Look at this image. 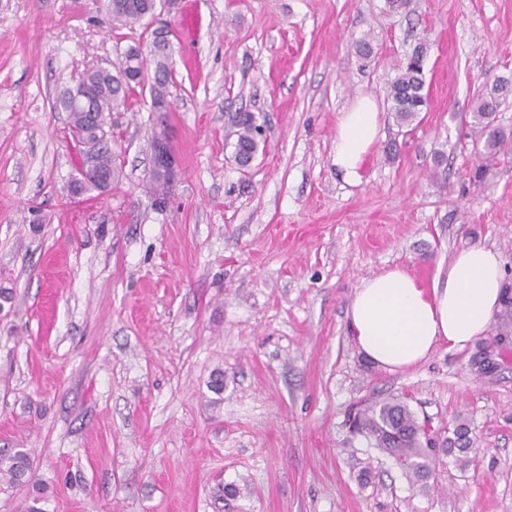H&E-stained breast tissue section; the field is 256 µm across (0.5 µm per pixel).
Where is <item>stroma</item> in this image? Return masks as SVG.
<instances>
[{"label":"stroma","instance_id":"stroma-1","mask_svg":"<svg viewBox=\"0 0 512 512\" xmlns=\"http://www.w3.org/2000/svg\"><path fill=\"white\" fill-rule=\"evenodd\" d=\"M149 26L172 46L177 177L154 203L143 96L112 115L121 179L77 202L55 101L139 34L100 0H0V449L29 451L40 508L512 512V368L478 380L440 347L390 373L346 327L362 279L428 281L472 244L512 281V163L472 184L465 137L478 89L512 74V0H175ZM419 43L428 105L401 127L391 63ZM361 95L382 124L352 184L333 147ZM237 112L265 122L245 170ZM386 396L436 428L469 420L476 459L444 465L441 492L349 429Z\"/></svg>","mask_w":512,"mask_h":512}]
</instances>
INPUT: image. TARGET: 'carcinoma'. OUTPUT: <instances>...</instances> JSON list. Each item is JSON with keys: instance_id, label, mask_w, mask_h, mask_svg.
Wrapping results in <instances>:
<instances>
[{"instance_id": "1", "label": "carcinoma", "mask_w": 512, "mask_h": 512, "mask_svg": "<svg viewBox=\"0 0 512 512\" xmlns=\"http://www.w3.org/2000/svg\"><path fill=\"white\" fill-rule=\"evenodd\" d=\"M156 0H130L126 7L107 12L108 21L133 28L148 17L155 15ZM423 45H415L404 57L394 63L395 76L387 88L390 111L401 126L411 125L424 107L428 93L424 92ZM147 57L141 44L128 46L121 53L113 69L96 68L82 72L77 83H88L93 98L86 107H75L60 100L62 109L68 112L67 135L74 145L80 146L75 155L77 181L86 191L101 188V180L112 178L119 182L122 175L120 154L113 148L117 144L112 131L111 114L127 108L138 91L144 90L135 81L144 68ZM155 71L149 84L150 105L168 102L171 70L163 56L153 57ZM512 77L498 76L491 86L476 98L470 112L469 136L474 144H482L480 164L470 171V179L480 182L490 166L512 155V130L497 122L501 107L512 104ZM236 127L234 158L243 166L253 159L259 149L261 125L251 112H237L232 118ZM512 336V283L505 282L502 300L494 316L492 338ZM487 342L476 344L469 359V367L476 378L483 380L489 375V363L485 357ZM350 425L372 441L374 447L392 458L424 491L438 488L436 475L440 474L443 458L451 457L460 469L474 461L477 439L470 423L464 418L453 420L451 427L443 429L439 442L428 438L431 428L411 410L402 397H390L369 402L355 408L350 415ZM10 488L30 486L37 493L33 502L40 500L43 491L35 480L33 463L24 448L0 451V485Z\"/></svg>"}]
</instances>
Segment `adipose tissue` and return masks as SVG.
Listing matches in <instances>:
<instances>
[{
  "instance_id": "1",
  "label": "adipose tissue",
  "mask_w": 512,
  "mask_h": 512,
  "mask_svg": "<svg viewBox=\"0 0 512 512\" xmlns=\"http://www.w3.org/2000/svg\"><path fill=\"white\" fill-rule=\"evenodd\" d=\"M380 123L370 96L356 98L339 117L332 160L346 181L360 180ZM504 279L500 253L482 245L459 250L427 286L402 268H389L356 288L346 310L348 329L376 366L404 370L437 347L462 349L487 335Z\"/></svg>"
}]
</instances>
